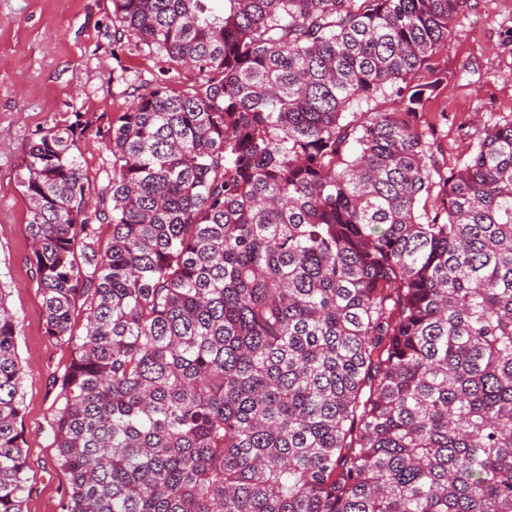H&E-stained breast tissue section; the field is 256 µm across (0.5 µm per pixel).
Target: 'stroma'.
Returning a JSON list of instances; mask_svg holds the SVG:
<instances>
[{
  "mask_svg": "<svg viewBox=\"0 0 512 512\" xmlns=\"http://www.w3.org/2000/svg\"><path fill=\"white\" fill-rule=\"evenodd\" d=\"M112 0H0V281L20 320L24 367L23 430L27 461L24 512H61L67 484L53 466L47 435L53 382L71 352L45 331L42 296L33 276L27 205L17 175L34 134L73 121L87 125L79 156L96 203L112 179V126L133 101L135 87L166 76L174 92L196 86L194 70L130 40L112 45ZM449 38L421 70L444 81L426 109L435 129V157L451 168L469 154L488 125L512 119V0H468Z\"/></svg>",
  "mask_w": 512,
  "mask_h": 512,
  "instance_id": "obj_1",
  "label": "stroma"
}]
</instances>
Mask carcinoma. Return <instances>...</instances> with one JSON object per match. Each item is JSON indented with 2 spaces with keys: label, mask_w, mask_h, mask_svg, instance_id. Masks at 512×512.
Listing matches in <instances>:
<instances>
[{
  "label": "carcinoma",
  "mask_w": 512,
  "mask_h": 512,
  "mask_svg": "<svg viewBox=\"0 0 512 512\" xmlns=\"http://www.w3.org/2000/svg\"><path fill=\"white\" fill-rule=\"evenodd\" d=\"M213 2L112 0L201 82L119 116L99 208L80 112L21 174L62 512H512V119L446 170L415 82L467 0ZM19 335L0 284V512Z\"/></svg>",
  "instance_id": "1"
}]
</instances>
